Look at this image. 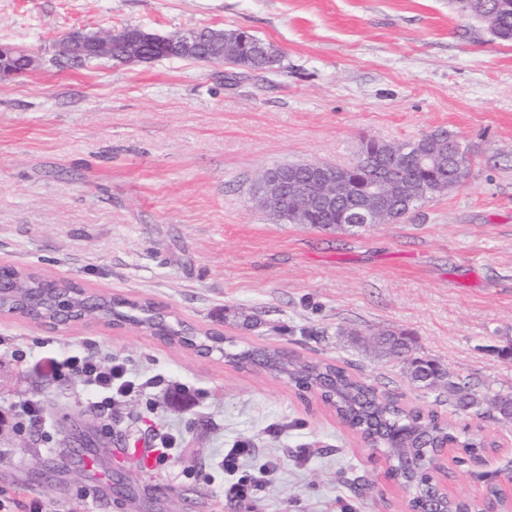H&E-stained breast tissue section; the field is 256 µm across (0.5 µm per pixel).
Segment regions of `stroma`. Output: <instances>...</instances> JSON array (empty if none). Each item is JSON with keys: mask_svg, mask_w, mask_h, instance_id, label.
Masks as SVG:
<instances>
[{"mask_svg": "<svg viewBox=\"0 0 512 512\" xmlns=\"http://www.w3.org/2000/svg\"><path fill=\"white\" fill-rule=\"evenodd\" d=\"M127 25L246 29L281 64L57 65L72 29ZM4 42L39 64L0 80V264L151 299L241 348L337 362L460 427L471 418L445 389L416 388L406 363L375 357L363 335L406 330L415 356L456 383L512 394V44L456 0H0ZM439 129L457 136L470 173L400 222L280 224L252 197L268 167L343 166L364 138L408 142ZM243 313L252 327H240ZM82 342L156 382L113 408L108 431L79 379L48 370L49 353ZM177 383L194 402L169 399ZM27 400L45 406L44 429L13 428ZM76 422L91 425L93 462L64 440ZM483 424L502 448L487 465L448 462L450 498L512 466V421ZM166 432L178 450L140 467L130 449L158 446ZM238 442L253 450L243 469L279 464L251 512L406 508L383 458L287 379L133 325L0 317V512H242L216 466Z\"/></svg>", "mask_w": 512, "mask_h": 512, "instance_id": "35a3bbf8", "label": "stroma"}]
</instances>
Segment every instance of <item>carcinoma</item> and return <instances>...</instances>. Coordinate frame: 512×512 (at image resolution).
<instances>
[{
    "label": "carcinoma",
    "instance_id": "cac0c4a2",
    "mask_svg": "<svg viewBox=\"0 0 512 512\" xmlns=\"http://www.w3.org/2000/svg\"><path fill=\"white\" fill-rule=\"evenodd\" d=\"M488 30L500 41L512 42V11L502 16L489 10ZM261 40L248 31H224V53L230 59L243 61L247 67L255 70L270 69L274 64L266 59L260 51ZM447 132L441 131L426 135L416 142L389 143L375 140L363 164L348 178V195L364 200L365 188L372 182L381 181V190L377 197L371 198L368 204L377 207L380 212L379 222L396 223L403 219L425 197L404 205L398 198L407 185L428 181L434 184L435 193L452 192L459 189L456 181L448 178L445 169V158L448 154ZM420 144L428 156L426 169L419 170L411 166L410 153L414 144ZM299 224H315L326 227L333 224L352 223L347 210L338 207L323 208L313 211L301 219ZM77 294L71 286L66 285L56 291H47V299L41 318L45 321L57 319L55 295ZM99 322L118 321L131 322L148 330L151 334L165 333L169 335V343L188 347L185 338L193 339L198 346H208L214 351L223 353L224 359L240 368L249 364L260 363L271 374L288 379L290 382L315 383L320 379L329 381L337 398L327 397L336 414L344 420L362 425L375 433L384 443L392 466L399 468L406 458L416 459L439 445L444 439L443 429L429 426L420 421L417 414L407 413L396 406L373 385L354 376L346 368L327 361L284 360L276 349L236 347L230 338L219 339L206 331L204 333L173 318L150 301H128L123 298L102 300L99 311L95 314ZM383 342L380 343L382 353L389 356H405L411 350V340L404 331H384ZM408 375L413 384L419 388L430 389L437 386L448 388L458 411L478 413L484 399L472 393L468 388L461 387L446 379V374L439 365L424 367L421 358L410 359ZM492 409L501 417L512 419V395H497L493 399Z\"/></svg>",
    "mask_w": 512,
    "mask_h": 512
}]
</instances>
